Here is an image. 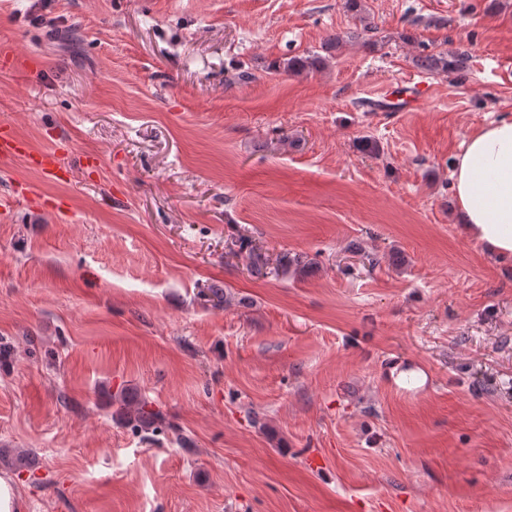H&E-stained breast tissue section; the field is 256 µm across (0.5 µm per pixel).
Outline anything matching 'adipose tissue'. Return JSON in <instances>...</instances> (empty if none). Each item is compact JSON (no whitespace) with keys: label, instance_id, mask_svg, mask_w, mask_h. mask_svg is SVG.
Returning <instances> with one entry per match:
<instances>
[{"label":"adipose tissue","instance_id":"1","mask_svg":"<svg viewBox=\"0 0 512 512\" xmlns=\"http://www.w3.org/2000/svg\"><path fill=\"white\" fill-rule=\"evenodd\" d=\"M458 217L490 252L512 256V118L472 133L452 161Z\"/></svg>","mask_w":512,"mask_h":512}]
</instances>
